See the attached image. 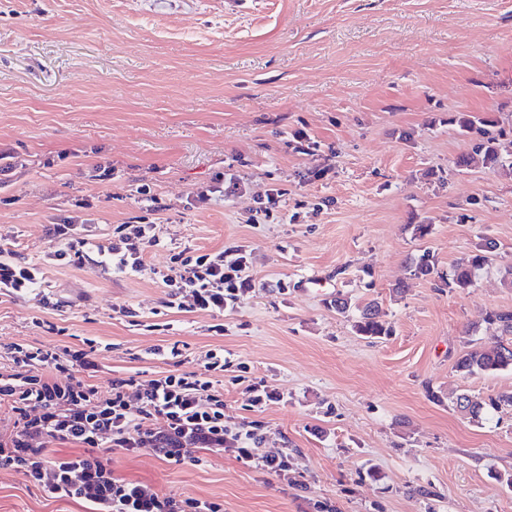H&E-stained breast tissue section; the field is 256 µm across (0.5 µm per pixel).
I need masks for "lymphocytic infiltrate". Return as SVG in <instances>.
Listing matches in <instances>:
<instances>
[{
    "mask_svg": "<svg viewBox=\"0 0 512 512\" xmlns=\"http://www.w3.org/2000/svg\"><path fill=\"white\" fill-rule=\"evenodd\" d=\"M51 234L60 245L57 258L82 260L93 252L98 263H111L124 273L137 270L146 250L159 242L153 224L117 225L105 247L70 224L54 225ZM163 281L169 289L166 308L182 309L188 296L194 309L216 315L254 286L245 256L231 259L222 251L199 255L188 248L172 254ZM94 346L91 339L84 348L63 351L13 345V366L0 372V401L11 402L20 428L0 441V466L21 473L48 497L87 501L98 512H224L215 501L164 495L114 478L109 462L96 454L107 446L132 454L149 447L177 463L189 461L192 448L232 449L244 460H260L270 472L287 475V454L256 457L254 431L225 424L224 393L213 379L228 366L223 352L208 353V372L201 375L183 370V352L171 346L166 357L174 361L173 370L160 373L144 388L131 377L113 379L103 395L88 380L99 370ZM55 440L78 442L90 453L47 459L43 446Z\"/></svg>",
    "mask_w": 512,
    "mask_h": 512,
    "instance_id": "obj_1",
    "label": "lymphocytic infiltrate"
}]
</instances>
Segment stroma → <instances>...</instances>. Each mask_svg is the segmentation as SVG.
Instances as JSON below:
<instances>
[{
  "label": "stroma",
  "mask_w": 512,
  "mask_h": 512,
  "mask_svg": "<svg viewBox=\"0 0 512 512\" xmlns=\"http://www.w3.org/2000/svg\"><path fill=\"white\" fill-rule=\"evenodd\" d=\"M457 112L495 121L510 171L459 166ZM0 155V249L41 272L0 294V368L14 344L91 338L104 393L171 370L159 347L199 373L220 349L225 422L288 454L282 478L230 450L177 464L113 448V477L224 512H512V410L454 407L512 390V370L454 369L497 336L486 313L512 308V0H0ZM60 216L102 243L156 224L160 242L130 273L56 260ZM483 236L498 248L471 288L411 276L423 252L442 274ZM178 246L242 249L254 288L220 317L167 309ZM333 295L378 300L393 335L362 338ZM256 383L276 402L250 407ZM0 512L95 507L0 468Z\"/></svg>",
  "instance_id": "35a3bbf8"
}]
</instances>
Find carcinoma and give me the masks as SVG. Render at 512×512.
<instances>
[{"instance_id":"obj_1","label":"carcinoma","mask_w":512,"mask_h":512,"mask_svg":"<svg viewBox=\"0 0 512 512\" xmlns=\"http://www.w3.org/2000/svg\"><path fill=\"white\" fill-rule=\"evenodd\" d=\"M448 124L456 127L471 142L470 152L460 158L459 165H480L488 169L502 165L498 139L491 130L492 120L468 112H457L448 118ZM496 249L495 240L488 237L481 239L473 254L467 260L454 265L446 277L438 275L434 257L425 251L412 260L411 275L422 279L437 276L444 286L465 290L473 285L477 271L482 269L487 260V254ZM384 316L380 302L373 300L359 310L354 318L353 328L358 335L370 341L388 337L393 333V326ZM484 322L497 326L500 336L496 337L491 346L467 350L456 359L455 371L464 377L479 372L512 369V309H494L486 314ZM474 401L477 407L471 416L478 419L484 412L512 408V390L491 395L486 399L476 397Z\"/></svg>"}]
</instances>
